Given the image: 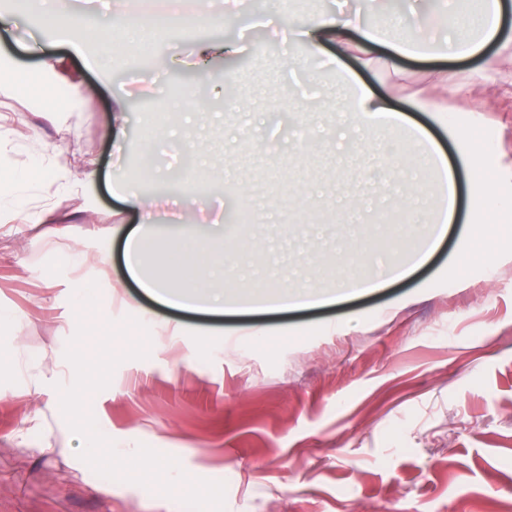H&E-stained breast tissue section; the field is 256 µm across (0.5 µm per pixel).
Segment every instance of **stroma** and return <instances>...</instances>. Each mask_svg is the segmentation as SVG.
Instances as JSON below:
<instances>
[{"mask_svg":"<svg viewBox=\"0 0 512 512\" xmlns=\"http://www.w3.org/2000/svg\"><path fill=\"white\" fill-rule=\"evenodd\" d=\"M440 13L436 36L460 31L475 0H394L381 16L367 0H346L366 26L410 25L408 5ZM49 0L20 12L0 4V52L18 66L62 58L53 81L62 111L40 107L20 87L0 90V161L15 174L44 166L55 176L29 183L40 224L14 219L15 196L0 190V512H184L143 486L103 478L80 460L81 442L60 410L57 385H70L64 353L77 328L76 289L99 286L92 316L125 317L148 329L145 359L120 363L89 407L116 447L139 444L174 456L188 476L226 484L224 512H512V99L495 87L449 95L422 108L421 63L402 60L399 83L349 60V67L396 109L424 124L449 156L460 188L448 234L404 279L387 272L424 245L440 189L428 184L418 221L395 224L392 188L372 181V154L404 180L402 132L356 130L341 139L335 113L318 111L334 88L311 67L307 45L274 41L271 16L283 6L209 15L190 37L181 26L158 35L149 68L91 66L112 29L74 51L41 24ZM242 38L244 53L216 60L206 77L190 69L192 42ZM186 92L196 112L174 109ZM128 111L122 150L112 144V100ZM240 103L225 111L222 100ZM169 111L158 125L155 116ZM41 157L29 152L32 139ZM472 146L491 186L500 234L472 242ZM149 175L133 188L153 201L151 270L203 266L225 250L238 266L209 292L247 299L284 286L322 293L355 275L376 282L354 299L275 315L211 317L147 299L129 279L120 250L136 212L114 223L120 203L108 181L130 159ZM199 198L194 209L182 201ZM250 209L254 223L234 217ZM475 255L458 257L466 245Z\"/></svg>","mask_w":512,"mask_h":512,"instance_id":"stroma-1","label":"stroma"}]
</instances>
